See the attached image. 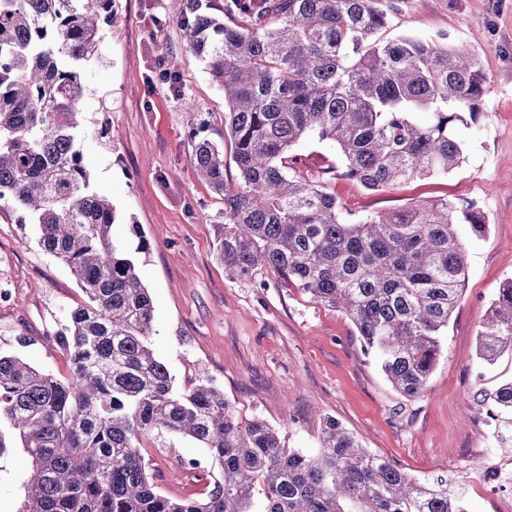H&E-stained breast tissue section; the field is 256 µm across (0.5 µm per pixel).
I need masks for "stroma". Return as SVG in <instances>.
<instances>
[{
	"label": "stroma",
	"instance_id": "1",
	"mask_svg": "<svg viewBox=\"0 0 512 512\" xmlns=\"http://www.w3.org/2000/svg\"><path fill=\"white\" fill-rule=\"evenodd\" d=\"M177 0H114L112 25L99 57L83 64L90 94L81 108L79 143L96 192L112 200L115 240L141 253L139 274L153 301L149 338L176 388L205 379L243 418H261L285 447L314 453L324 417L335 418L359 443L422 480L443 474L467 512H500L501 494L478 482V425L467 405L512 379V352L488 367L476 359L477 332L501 281L512 277V0H379L389 13L379 36L432 39L474 53L489 89L468 129V160L445 175L369 191L341 177L333 145L315 141L296 151L295 166L324 181L343 211L400 209L445 197L475 200L486 212V238L467 241V289L443 338L427 390L409 400L366 355L343 313L313 302L266 270L236 279L217 257L224 201L190 162L191 128L224 144L223 91L204 62L185 49ZM175 71L176 88L160 86V69ZM108 137H100L101 128ZM32 224L0 221V252L26 320L0 314V351L60 374L68 357L44 342L42 322H63L82 299L69 268L37 246ZM191 441L168 435L148 443L146 463L164 495L197 499L205 483L183 463L201 457ZM31 472L19 433L0 419V512H18Z\"/></svg>",
	"mask_w": 512,
	"mask_h": 512
}]
</instances>
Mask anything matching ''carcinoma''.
<instances>
[{
  "label": "carcinoma",
  "mask_w": 512,
  "mask_h": 512,
  "mask_svg": "<svg viewBox=\"0 0 512 512\" xmlns=\"http://www.w3.org/2000/svg\"><path fill=\"white\" fill-rule=\"evenodd\" d=\"M377 0H231L228 26L180 0L186 48L224 90V148L192 130L190 162L224 199L218 258L230 274L266 268L345 314L362 349L402 396L416 398L443 354L468 267L458 234L488 232L473 201L423 200L352 215L295 169L294 149L330 142L340 175L367 190L446 174L468 160L462 129L478 122L487 77L464 47L419 36L381 41ZM112 0H0V219L34 224L85 298L61 327L70 370L57 376L0 353V418L18 430L32 471L19 512H466L448 477L410 476L327 417L318 451L282 444L199 381L178 391L149 346L153 304L142 246L114 240L116 209L91 185L78 136L90 93L77 64L99 57ZM512 350V278L477 341L491 365ZM512 440V380L476 403ZM194 440L221 469L202 500L162 494L146 441Z\"/></svg>",
  "instance_id": "carcinoma-1"
}]
</instances>
